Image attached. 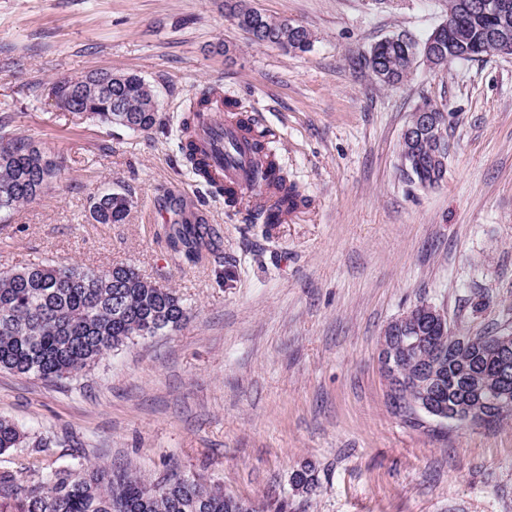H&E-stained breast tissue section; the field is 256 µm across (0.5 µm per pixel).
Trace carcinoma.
Listing matches in <instances>:
<instances>
[{"label": "carcinoma", "instance_id": "carcinoma-1", "mask_svg": "<svg viewBox=\"0 0 512 512\" xmlns=\"http://www.w3.org/2000/svg\"><path fill=\"white\" fill-rule=\"evenodd\" d=\"M461 0H448V15L460 27L464 39L448 45L438 39L437 52L459 61H472L495 50L487 33L497 27L500 15L491 10L468 14ZM230 14L239 28L253 33L258 45H277L289 51L305 53L313 43L311 32L286 18L271 17L249 5L247 0H228ZM424 44L406 33L379 41L360 63L384 85H395L408 78L410 58L423 57ZM70 81L57 82L53 95L58 108L79 118L98 119L132 132H147L161 125L155 92L137 73L120 74L114 81L107 70L82 77V83L68 92ZM121 111H114L115 105ZM211 98L204 94L189 107L183 130H189L194 114L206 112ZM225 111L238 115L239 123L254 133L257 140L267 133L257 129L254 119L237 101L224 102ZM437 147L435 133L416 136L411 145L414 158L400 169L401 175L423 190L439 186L446 169L432 158ZM276 170L277 196L265 215L268 224L282 218L305 203L287 176L269 160L256 166L250 193H262L261 180ZM60 172L58 162L38 145L24 137L0 133V213L12 212L31 203L49 189ZM127 194L112 191L95 199L91 207L98 224H120L129 211ZM207 224H173L168 233L170 248L191 263H198L203 250L212 246ZM187 308L172 288L142 277L125 266L99 270L77 263L35 264L22 270L0 272V370L34 375L45 381L76 376L97 364L112 351L137 337L155 336L179 328ZM422 336L428 347L407 354L408 373L403 375L402 393L406 402L399 416L407 423L422 424L417 405L426 389L417 384L412 372L416 364L434 359V349L443 339L465 342L458 356L442 371L443 387L430 391L429 400L445 408H480L485 422H496L512 414V383L509 403L499 406L493 398L499 380L496 336H455L419 317ZM63 441L51 435H30L16 423L0 417V454L11 448H33L39 454L34 480H19L7 473L0 475V506L12 512H260L241 497L228 494L218 484L177 473L146 477L135 470L106 463L79 469L57 467L52 449ZM293 493L311 496L319 486L317 469L303 465L290 475Z\"/></svg>", "mask_w": 512, "mask_h": 512}]
</instances>
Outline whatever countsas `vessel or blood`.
Returning <instances> with one entry per match:
<instances>
[{"label":"vessel or blood","mask_w":512,"mask_h":512,"mask_svg":"<svg viewBox=\"0 0 512 512\" xmlns=\"http://www.w3.org/2000/svg\"><path fill=\"white\" fill-rule=\"evenodd\" d=\"M213 111L195 119L194 142L203 163V179L208 186L243 190L249 182V171L255 161L245 133L224 117V94L221 85H213Z\"/></svg>","instance_id":"vessel-or-blood-1"}]
</instances>
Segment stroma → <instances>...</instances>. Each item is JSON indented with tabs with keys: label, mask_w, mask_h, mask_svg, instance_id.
<instances>
[{
	"label": "stroma",
	"mask_w": 512,
	"mask_h": 512,
	"mask_svg": "<svg viewBox=\"0 0 512 512\" xmlns=\"http://www.w3.org/2000/svg\"><path fill=\"white\" fill-rule=\"evenodd\" d=\"M314 36L295 53L252 44L224 0H0V117L62 165L40 199L0 216V272L33 264L134 267L177 291L178 330L135 339L85 374L0 371V416L63 438L57 465L115 463L220 483L259 507L309 462L306 512H512V417L405 424L378 364L384 327L417 302L453 333L512 328V56L377 83L357 63L385 37L427 38L448 0H251ZM135 72L162 124L133 134L61 111L53 84ZM272 131L307 203L284 223L226 206L180 149L210 83ZM448 115L451 165L424 191L399 171L411 112ZM131 199L99 224L94 198ZM219 242L179 263L165 228ZM130 204L126 193L112 191L95 199L91 207V215L99 224H121L128 214Z\"/></svg>",
	"instance_id": "1"
}]
</instances>
